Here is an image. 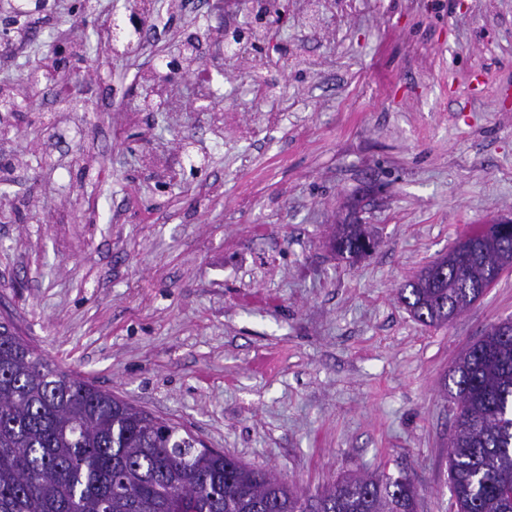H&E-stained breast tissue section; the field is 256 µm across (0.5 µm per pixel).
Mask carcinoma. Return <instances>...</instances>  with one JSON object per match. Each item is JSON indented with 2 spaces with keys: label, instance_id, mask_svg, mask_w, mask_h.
Listing matches in <instances>:
<instances>
[{
  "label": "carcinoma",
  "instance_id": "carcinoma-1",
  "mask_svg": "<svg viewBox=\"0 0 512 512\" xmlns=\"http://www.w3.org/2000/svg\"><path fill=\"white\" fill-rule=\"evenodd\" d=\"M362 237L360 225H345L336 251L359 257ZM420 280L398 289L418 321L433 294ZM474 291L448 289V312L473 305ZM444 392L457 408L448 449L456 512H512V335L471 344ZM196 444L176 424L52 365L13 322H0V512H166L171 483L182 485L188 512H309L308 491ZM182 446L192 452L178 453ZM358 480L333 482L320 512H417L407 477Z\"/></svg>",
  "mask_w": 512,
  "mask_h": 512
}]
</instances>
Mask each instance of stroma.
Segmentation results:
<instances>
[{"instance_id":"obj_1","label":"stroma","mask_w":512,"mask_h":512,"mask_svg":"<svg viewBox=\"0 0 512 512\" xmlns=\"http://www.w3.org/2000/svg\"><path fill=\"white\" fill-rule=\"evenodd\" d=\"M125 2L49 0L51 25L0 65V86L83 132L38 141L37 110L0 134V316L57 365L288 484L404 474L418 512H453L443 380L512 318V270L437 328L397 289L474 225L512 218V0H288L285 22L257 30L270 56L228 71L219 37L246 10L156 0L147 41L112 52L96 30ZM81 23L104 57L73 111L26 76ZM199 32L226 99L192 111L190 70L143 109L157 58ZM339 224L371 225L377 248L337 256Z\"/></svg>"}]
</instances>
